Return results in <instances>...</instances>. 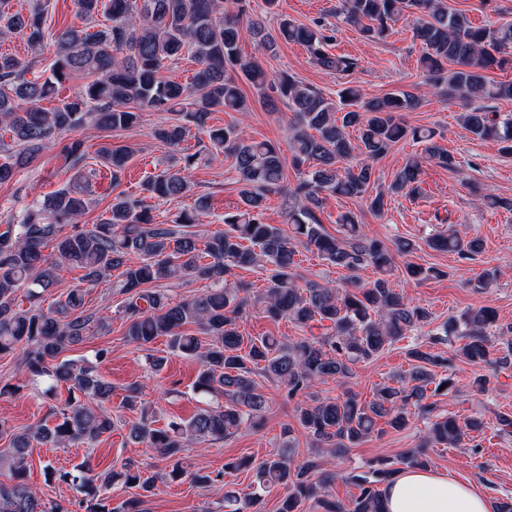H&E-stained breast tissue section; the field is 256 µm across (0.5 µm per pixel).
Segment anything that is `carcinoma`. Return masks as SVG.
Returning <instances> with one entry per match:
<instances>
[{
	"mask_svg": "<svg viewBox=\"0 0 512 512\" xmlns=\"http://www.w3.org/2000/svg\"><path fill=\"white\" fill-rule=\"evenodd\" d=\"M251 2L233 0L235 11L230 13L224 11L223 0H109V23L96 30L89 24L99 15L101 0H74L83 26L61 31L45 26L46 0H35L25 15L0 11V35L15 34L33 50L46 46L54 50L45 78H26L31 59L0 55V129L11 139L9 144L0 139V184L14 181L21 170L58 144L65 166L77 170V181L25 206L17 222L0 229V356L23 349L21 372L33 382L45 381L48 392L59 398L52 408V427L40 424L17 431L0 421V436L9 438V446L0 448V470L12 474L9 482L0 481V512H70L60 502L41 498L28 484L29 448L35 442L52 447L91 444L114 427L102 406L112 396V386L89 363L59 360L91 328H105L104 318L85 313L80 288L68 289L55 304L43 308L42 294L58 285L60 262L81 270V280L88 284L119 272L116 288L125 296L128 342L145 349L166 338V354L148 357L152 370L160 371L171 355L198 361L193 390L208 397L204 406L166 428L152 427L145 413L128 432L130 441L154 449L169 462L171 470L163 478L171 481L185 475L181 454L186 448L261 423L268 401L254 376L272 380L290 399L303 397L318 383L349 377L353 366L378 357L429 324L427 309L404 301L384 278L392 271L395 256L417 250L416 243L398 239L391 250L369 236L351 213L341 217L344 235L335 237L323 230L318 213L327 197L342 195L365 198L372 212L382 214L385 193L370 194L378 181L376 163L402 139L424 143V154L405 162L390 185L392 192L420 194L422 164L432 162L452 171L457 166L454 156L435 142L434 130L404 120L403 113L415 110L420 101L413 91L365 102L359 88L348 86L336 103L286 73L272 78L256 57H243L240 42L247 31L258 53L273 50L281 40L305 46L324 70L348 75L358 68L357 59L328 52L333 36L319 24H301L284 15L277 36L265 33L261 22L250 19ZM340 14L371 42L387 36L400 19L414 17L413 35L423 49L420 65L425 84L445 85L448 94L465 100L467 110L460 117L464 128L477 138L498 141L501 151L512 155V118L499 119L489 106L512 102V82L486 75L494 67L512 68V24L474 27L465 13L448 8L447 0H342ZM187 55L197 64L189 81L162 75L163 69ZM79 76L86 82L72 95L50 110L41 107L44 100L56 97L59 87ZM244 82L253 87L259 101L273 106L280 98L293 112L289 141L299 178L292 187L278 146L255 140L234 125L213 124L217 111H247ZM145 110L169 114L154 129L155 138L166 146L179 148L191 127L209 142L206 152L184 153L176 164L145 181L142 193L147 197L164 200L184 195L195 170L214 154L232 161L241 207L224 213V228L211 232L203 242L191 230L199 223L198 212L207 207L203 197L172 223L160 224L150 207L118 194L108 208L109 217L89 229L78 224L91 204L80 186L89 154L82 140L62 144L59 136L88 119L103 130L125 131L138 123ZM350 128L358 131L355 143L347 138ZM133 154L130 146H102L96 152L97 164L109 170L117 184ZM271 195L283 199L290 225L286 232L265 222ZM49 242L55 250L53 259L43 253ZM426 245L468 259L485 250L481 237L462 238L451 225L430 235ZM300 246L348 271L347 285L311 281L300 287L295 261ZM367 266L381 277L362 286L357 273ZM236 268L266 272L268 288L256 302L263 304L270 319H285L303 330L324 321L330 326L318 336L289 344L269 335L244 341L238 320L251 302V287L243 281L228 282ZM405 272L417 280L441 275L434 267L413 263L406 264ZM189 280L206 281L208 287L183 300L161 287L164 282ZM496 321L489 307L448 318L429 343L416 341L410 346L412 368L396 385L381 387L368 404L350 393L299 403L298 425L317 446L339 458L374 434L379 419L399 431L415 412L428 420V440L458 447L471 433L483 432V420L434 416L427 388L434 385V395L455 389L453 378L437 380L433 369L449 367L459 357L474 364L489 362ZM451 336L464 343L450 356L429 351V346L443 345ZM426 448L422 443L409 449L398 463L426 468ZM294 453L290 437L277 453L257 463L244 459L225 465L248 467L255 480L251 496L243 501L236 491L224 488V510L261 512L262 492L283 486L286 495L279 512H298L304 501L314 502L318 512H384L381 486L400 472L393 461L361 473L349 472L345 479L359 493L345 503L329 493L336 470L316 458L296 464ZM124 469L125 486L139 493L112 508L100 497L112 482V471L90 476L84 467H77L87 496L85 512H145L142 505L154 480L143 477L133 463ZM191 481L215 486L224 483V473L198 471Z\"/></svg>",
	"mask_w": 512,
	"mask_h": 512,
	"instance_id": "cac0c4a2",
	"label": "carcinoma"
}]
</instances>
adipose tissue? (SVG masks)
<instances>
[{"label": "adipose tissue", "mask_w": 512, "mask_h": 512, "mask_svg": "<svg viewBox=\"0 0 512 512\" xmlns=\"http://www.w3.org/2000/svg\"><path fill=\"white\" fill-rule=\"evenodd\" d=\"M386 512H490L470 485L424 469L396 475L383 488Z\"/></svg>", "instance_id": "obj_1"}]
</instances>
